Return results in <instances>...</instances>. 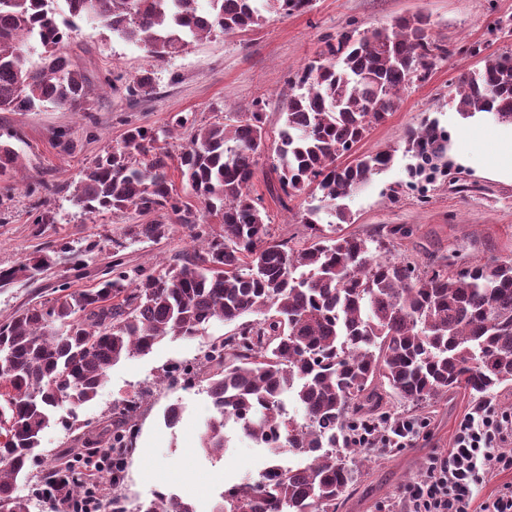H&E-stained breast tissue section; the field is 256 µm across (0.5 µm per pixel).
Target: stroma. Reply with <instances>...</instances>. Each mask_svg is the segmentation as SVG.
I'll list each match as a JSON object with an SVG mask.
<instances>
[{
    "label": "stroma",
    "instance_id": "35a3bbf8",
    "mask_svg": "<svg viewBox=\"0 0 512 512\" xmlns=\"http://www.w3.org/2000/svg\"><path fill=\"white\" fill-rule=\"evenodd\" d=\"M429 16L434 39L448 50L425 80L402 92L388 119L370 130L356 153L389 150L388 169L342 204L350 221L342 233L382 238L384 257H405L420 267L447 264L449 271L490 259L512 260V182L490 176L494 136L499 129L487 114L463 116L457 109L460 79L480 67L484 57L512 54V0H312L302 12L266 21L246 33L221 34L197 41L182 52L151 57L139 45L123 41L103 24L76 20L64 50L84 72L92 89L80 111L50 105L29 112H0V133H12L20 167L0 182V267L25 261L35 249L51 244L82 248L93 245L83 278L72 279L69 263L58 261L31 282L0 289V320L28 302L46 299L65 281L73 289L94 287L112 254V241L127 225L143 223L136 211L109 212L88 218L70 201L81 172L112 147L128 128L143 125L173 131L165 146L179 154L196 127L263 100L266 125L276 131L284 122L286 81L314 60L324 38L346 30L366 32L389 27L401 17ZM131 79L150 76L149 94L126 96L110 90L106 76ZM436 121L448 133L446 171L428 184L426 197L406 189L413 162L407 132L423 120ZM465 153L457 162L452 152ZM275 154L262 150L253 191L264 198L274 233L301 240L306 229L295 223L268 187L276 179ZM48 223H36L37 214ZM191 247L181 227L157 242L133 243L123 251L133 267L156 271ZM206 337L167 340L147 355L122 360L108 371L96 398L78 411L80 423L102 428L115 401L148 390L138 411L133 451L121 472L122 493L129 503L169 491L192 503L196 512H212L223 490L259 479L272 464L291 462V454L273 455L235 426L225 429L223 455L201 449L203 426L214 409L204 384L168 381V374L195 362ZM181 404L183 418L175 428L163 422L165 409ZM461 388L448 397L418 407L392 402V410L422 423L407 447L375 450L339 512H396L399 493L433 453L450 448L458 423L476 405Z\"/></svg>",
    "mask_w": 512,
    "mask_h": 512
}]
</instances>
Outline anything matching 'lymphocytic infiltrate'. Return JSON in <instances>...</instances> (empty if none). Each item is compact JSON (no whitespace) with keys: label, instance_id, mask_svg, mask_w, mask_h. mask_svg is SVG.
Masks as SVG:
<instances>
[{"label":"lymphocytic infiltrate","instance_id":"obj_1","mask_svg":"<svg viewBox=\"0 0 512 512\" xmlns=\"http://www.w3.org/2000/svg\"><path fill=\"white\" fill-rule=\"evenodd\" d=\"M512 470V415L476 405L459 422L448 451L431 455L403 490L400 512H471L476 491L494 473Z\"/></svg>","mask_w":512,"mask_h":512}]
</instances>
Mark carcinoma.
I'll list each match as a JSON object with an SVG mask.
<instances>
[{"label":"carcinoma","instance_id":"cac0c4a2","mask_svg":"<svg viewBox=\"0 0 512 512\" xmlns=\"http://www.w3.org/2000/svg\"><path fill=\"white\" fill-rule=\"evenodd\" d=\"M74 18L98 20L119 38L154 57L173 55L213 34L260 26L263 12L285 16L310 0H64ZM425 16L392 27L327 40L319 59L288 80L286 119L273 140L281 205L310 193L334 221L317 224L319 208L297 215L310 230L293 248L276 238L262 197L251 191L260 148L269 139L256 101L229 119L194 129L177 158L159 143L169 128L127 130L120 146L86 167L71 192L84 215L133 209L151 217L112 239V261L94 288L61 283L51 298L29 303L0 320V512H29L17 482L36 458L45 424L62 403L76 409L93 400L109 369L149 353L165 339L195 338L215 324L234 326L214 336L207 353L183 369L206 384L215 415L201 448L224 453V427L275 454H301L302 469L281 466L269 477L243 482L221 496L215 512H337L370 448L357 438L382 430L397 399L427 403L464 387L484 396L512 383V261L488 260L450 277L405 259L381 258L371 239L337 232L349 220L337 203L393 160L389 151L342 156L384 123L400 94L426 79L445 50ZM53 0H0V111L28 112L51 104L75 109L91 94L63 46ZM38 60L31 61L32 55ZM459 111L485 112L512 124V55L488 56L457 88ZM445 141L424 122L408 133L416 159L406 188ZM20 156L0 140V179L13 177ZM196 204L182 200L171 171ZM220 218V228L208 224ZM174 221L193 243L177 262L148 272L126 266V240L159 241ZM377 248L383 247L377 241ZM90 249L46 245L25 262L0 268V288L29 281L65 254L75 272ZM254 319L249 320L247 316ZM302 409L288 415L286 398ZM138 400L112 408V438L103 454L112 467L130 451ZM78 488L62 468L41 470L39 484ZM103 512H194L170 495L128 507L113 491Z\"/></svg>","mask_w":512,"mask_h":512}]
</instances>
